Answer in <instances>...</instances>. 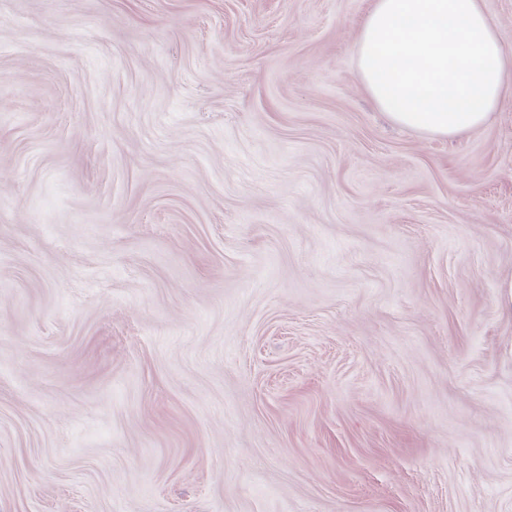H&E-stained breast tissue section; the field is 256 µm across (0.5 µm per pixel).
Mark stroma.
<instances>
[{
    "instance_id": "obj_1",
    "label": "stroma",
    "mask_w": 512,
    "mask_h": 512,
    "mask_svg": "<svg viewBox=\"0 0 512 512\" xmlns=\"http://www.w3.org/2000/svg\"><path fill=\"white\" fill-rule=\"evenodd\" d=\"M375 0H0V512H512V82L392 122Z\"/></svg>"
}]
</instances>
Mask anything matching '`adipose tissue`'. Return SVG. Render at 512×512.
Instances as JSON below:
<instances>
[{
    "instance_id": "ef3b65f1",
    "label": "adipose tissue",
    "mask_w": 512,
    "mask_h": 512,
    "mask_svg": "<svg viewBox=\"0 0 512 512\" xmlns=\"http://www.w3.org/2000/svg\"><path fill=\"white\" fill-rule=\"evenodd\" d=\"M358 65L395 123L431 135L478 128L504 100L505 47L482 0H375Z\"/></svg>"
}]
</instances>
